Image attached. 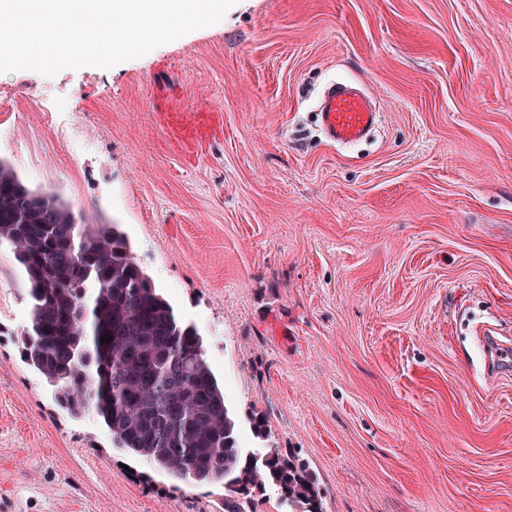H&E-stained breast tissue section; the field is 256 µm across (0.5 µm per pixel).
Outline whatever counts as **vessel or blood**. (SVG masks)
I'll return each instance as SVG.
<instances>
[{
    "label": "vessel or blood",
    "mask_w": 512,
    "mask_h": 512,
    "mask_svg": "<svg viewBox=\"0 0 512 512\" xmlns=\"http://www.w3.org/2000/svg\"><path fill=\"white\" fill-rule=\"evenodd\" d=\"M378 117L369 98L348 82L332 83L319 100V130L325 141L334 145L346 147L365 140Z\"/></svg>",
    "instance_id": "1"
}]
</instances>
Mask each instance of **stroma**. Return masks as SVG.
I'll return each mask as SVG.
<instances>
[{"label":"stroma","mask_w":512,"mask_h":512,"mask_svg":"<svg viewBox=\"0 0 512 512\" xmlns=\"http://www.w3.org/2000/svg\"><path fill=\"white\" fill-rule=\"evenodd\" d=\"M334 81L375 97L370 140L322 138ZM0 85V161L126 232L242 431L264 419L249 450L306 462L323 512H512V0H238ZM26 291L1 245L0 512H224L57 406L21 357Z\"/></svg>","instance_id":"obj_1"}]
</instances>
